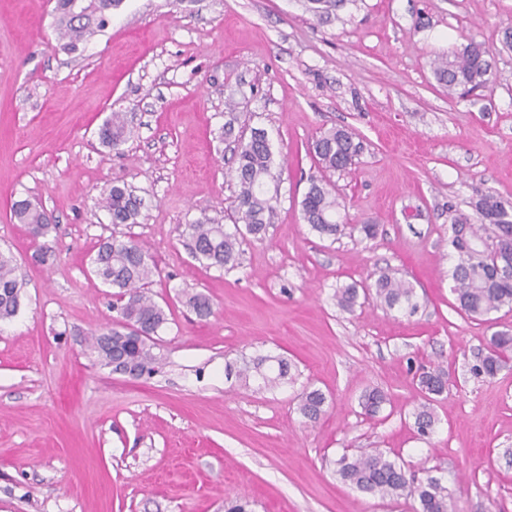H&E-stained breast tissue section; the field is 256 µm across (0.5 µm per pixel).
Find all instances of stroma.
<instances>
[{
	"label": "stroma",
	"mask_w": 512,
	"mask_h": 512,
	"mask_svg": "<svg viewBox=\"0 0 512 512\" xmlns=\"http://www.w3.org/2000/svg\"><path fill=\"white\" fill-rule=\"evenodd\" d=\"M56 0H0V251L24 283L0 321V512H416L341 483L342 455L378 448L416 480L442 478L456 512H512V362L495 377L471 367L512 310L472 320L450 290L448 212L476 191L512 202V0H354L329 22L301 0H123L77 51L54 26ZM485 42L492 89L458 98L435 59ZM265 130L274 151V213L245 236L231 270L195 260L182 237L200 218L232 228V140ZM123 113L128 139L101 144ZM352 131L363 151L322 174L309 150L320 131ZM327 177L340 223L376 238H322L301 216L311 178ZM143 199L138 223L113 225L102 192ZM38 203L54 231L33 238L11 215ZM132 238L157 270L148 289L168 304L156 373L112 371L86 348L115 316L111 288L90 273L101 238ZM410 282L408 315L375 299L341 311L337 286L382 273ZM208 296L199 318L184 292ZM259 355L292 365L267 391L226 379L224 365ZM441 366L447 389L430 439L411 412L419 367ZM326 412L304 423V389ZM387 397L364 415L366 392Z\"/></svg>",
	"instance_id": "1"
}]
</instances>
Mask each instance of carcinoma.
<instances>
[{"instance_id": "1", "label": "carcinoma", "mask_w": 512, "mask_h": 512, "mask_svg": "<svg viewBox=\"0 0 512 512\" xmlns=\"http://www.w3.org/2000/svg\"><path fill=\"white\" fill-rule=\"evenodd\" d=\"M57 0L60 13L59 31L68 38L66 46L75 50L89 31L91 24L104 27L112 10L123 0ZM348 0H304L305 9L314 18L328 19L343 8ZM488 49L484 42L471 39L450 57H441L433 64L436 81L448 89V96L459 92L472 93L494 84ZM127 125L120 112H114L99 131L102 143L117 148L127 137ZM361 149L351 132L333 127L312 142V151L326 171H344L352 166ZM273 151L267 133L255 131L250 139L237 146L234 180L236 184L232 208L235 214L234 230L222 224L199 220L186 226L192 257L211 268L232 269L239 258L240 238L248 234L260 238L266 232L273 212L272 198L264 186L273 177ZM102 207L114 224H135L141 214V200L126 185L114 184L101 196ZM341 204L323 179L310 180V186L301 201L303 220L310 230L321 237H336L345 225L336 220ZM474 214L459 213L451 221L450 244L455 252V263L449 271L451 291L458 308L472 319H480L503 307L512 309V204L501 201L490 193H480L472 201ZM12 216L27 226L35 237H44L54 228L44 210L27 199L15 201ZM94 276L115 290L121 304L112 325L91 334L90 351L111 364L115 358L126 357L140 372L149 369L155 360L152 349L158 345L157 336L167 323V315L150 295L146 285L153 275L155 263L137 243L118 237L101 242L91 257ZM374 297L392 310L404 309L414 313L418 309L412 284L393 276L381 274L372 286ZM21 284L15 275L13 258L0 253V321L13 318L20 307ZM332 299L343 311L351 312L359 300V289L345 284L336 289ZM186 304L201 319L213 314L210 299L201 293L190 295ZM137 327L145 336L133 338L131 329ZM512 351V335L493 334L487 344V354L476 368L478 374L493 377L501 369ZM261 378L267 389H275L293 382L291 366L284 359L260 356L242 365L228 362L224 368L226 379L245 380L251 373ZM447 385L446 374L439 366L419 375V386L424 400L412 411L414 426L419 436L428 438L434 432V402L443 395ZM327 397L319 389L301 393L297 410L309 423L317 422L325 413ZM386 403L378 390L364 396L366 413L375 416ZM336 475L341 482L359 491L380 498L410 496L417 499L419 512H451L452 495L442 480L429 476L418 484L407 477L404 465L375 448L357 456H342L336 462Z\"/></svg>"}]
</instances>
